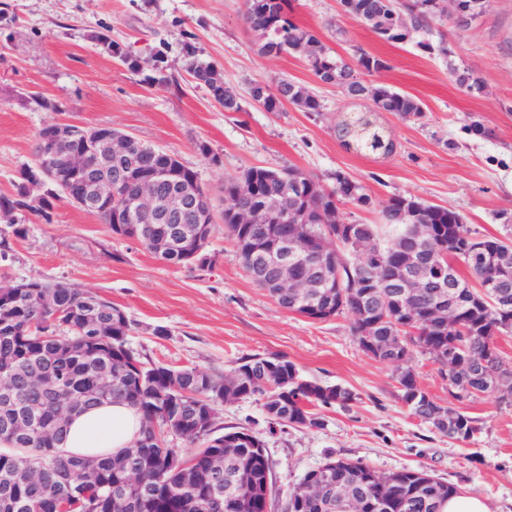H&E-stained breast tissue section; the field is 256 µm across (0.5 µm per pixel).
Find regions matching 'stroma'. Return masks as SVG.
<instances>
[{"instance_id":"1","label":"stroma","mask_w":512,"mask_h":512,"mask_svg":"<svg viewBox=\"0 0 512 512\" xmlns=\"http://www.w3.org/2000/svg\"><path fill=\"white\" fill-rule=\"evenodd\" d=\"M291 5L294 21L331 52L349 59L362 51L386 62V69L364 75L367 85L420 103L418 117L381 113L393 153L342 145L335 128L350 99L320 83L303 57L262 54L244 21L243 0H0V193L32 163L45 125H108L178 156L217 201L225 180L252 166L291 167L327 183L340 172L371 198L366 207H341L342 222L379 223L384 203L405 196L456 211L473 237L512 241V0H490L488 13L463 30L450 14L436 17L425 38L444 43V56L426 53L413 39H379L339 0ZM97 33L144 58L165 42L177 86L132 73L94 41ZM188 41L238 91L241 111H224L193 82L182 51ZM455 66L479 76L482 93L457 85ZM282 78L318 97L322 114L290 104L269 112L252 101V82ZM36 95L54 99L58 111L38 109ZM477 123L485 135L474 133ZM202 143L208 153L199 151ZM27 229L0 258V282L37 277L111 301L133 321L128 345L143 361L208 372L243 356L280 354L306 376L354 393L348 406L319 408L321 427L275 433L256 400L217 405L219 425L249 429L264 441L276 490L271 512H282L289 489L330 455L381 473L423 468L489 500L496 512H512V404L494 393L455 402L446 374L424 353L407 364L374 359L352 334L351 312L313 321L281 309L246 276L223 225L209 239L213 263L205 268L164 264L64 200L55 203L51 223L33 215ZM406 369L435 401L457 404L475 419L472 439L448 438L410 412L395 380Z\"/></svg>"}]
</instances>
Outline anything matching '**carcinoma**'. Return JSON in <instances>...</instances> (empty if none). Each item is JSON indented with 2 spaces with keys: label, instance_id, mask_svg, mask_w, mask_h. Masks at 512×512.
Here are the masks:
<instances>
[{
  "label": "carcinoma",
  "instance_id": "1",
  "mask_svg": "<svg viewBox=\"0 0 512 512\" xmlns=\"http://www.w3.org/2000/svg\"><path fill=\"white\" fill-rule=\"evenodd\" d=\"M271 0H244V19L262 44L273 43L278 53H290L299 43L319 42L317 35L300 27L288 11L271 13ZM344 12L361 17L373 13L378 17L372 31L388 42L405 41L412 34L428 28L433 18L443 13L437 0H412L400 6L398 0H345ZM190 59L188 72L196 83L206 88L224 86V98L215 102L226 112L242 110L236 89L224 83L216 66L196 58L197 48L188 42L183 47ZM306 63L322 83L335 86L349 98L368 97L374 107L346 112L336 125L338 137L348 146L370 153H392L394 143L389 130L379 122L378 114L418 115L421 107L410 96L383 87H369L361 75L386 68L384 60L365 52L352 64L330 52ZM456 83L469 93L482 91V83L468 71L453 69ZM260 94L253 101L269 112H278L288 102L304 112H323L320 99L288 79L275 84L255 81ZM143 163L175 173L184 180L198 179V173L164 150H151L143 144ZM27 169L23 168L8 194H0V223L8 224L11 235L25 237L27 228L20 210L27 202ZM292 172L284 167L271 169L254 166L241 175L230 177L224 189L246 180L253 185L252 198L243 202L263 203L281 196L285 183L282 177ZM303 178L300 193L308 208L304 223L313 238L327 237L317 221L320 206H366L368 194L355 181L336 173L331 186L316 177L298 172ZM403 211L414 224L440 226L438 236L425 245L426 251L439 254L449 249L448 238L455 239L462 260L478 284L491 278V271L482 262L481 242L469 237L462 217L442 206L423 203L412 198L395 196L382 207L383 223L367 228L378 240L383 252L380 264L389 267L400 260L395 250L398 237L407 231L404 224H393V213ZM89 214L110 225L116 236L138 238L157 259L170 266L195 263L207 255V235L192 242L190 234L197 225L191 212L182 219L187 234L167 249L158 250L155 239L169 237V224H152L148 239H143L140 224H114L108 214L91 210ZM224 234L232 241L241 266L254 285L263 283L253 276L261 260L254 253L253 238L244 227L233 222L230 209L223 214ZM332 263L349 286L350 273L368 262L360 253L338 246L331 251ZM459 295L462 313L459 327L434 323L427 313L428 304L419 312L421 323L413 325L414 335L403 329L405 316L392 300L376 308L374 318L382 321L380 330L387 335H404V347L397 352L374 353L380 361H408L414 352L433 356L447 368L450 383L472 388L475 393L487 391L486 381L493 377H512V362L504 360L496 349V332L500 324L512 326V293L503 301L490 291L487 297L472 298L468 280ZM353 303L340 307L321 303L318 308L296 305L291 312L312 320H326L341 313ZM132 322L125 311L111 302L73 284L49 283L30 278L21 288L10 282L0 283V393L7 392L15 400L34 403L41 393L39 384L30 379L34 369H44L59 377L57 397L64 403L83 395L85 408L106 402H125L142 415L139 438L116 455L91 459L96 481L90 494L73 512H266L273 496L271 463L262 439L244 428L219 432L199 426L206 416H215V405L226 401L255 399L261 402L268 423L272 426L316 428L322 425L314 413L317 407L345 405L353 399L352 392L341 385H326L302 375L284 355H248L239 358L229 371L201 372L193 367L173 368L160 363H146L128 346ZM457 347L462 367H448V347ZM401 400L414 415L430 423L438 432L456 439L473 437L477 426L467 414L454 411L455 432L437 420L433 413L445 409L419 386L415 373L404 370L396 374ZM49 420L42 415L28 416L18 407L8 406L0 399V512H58L61 502L70 500V490L80 479L79 463L84 457L65 455L58 450L66 429L45 431ZM179 436L194 445L195 451L185 456L179 448H168L163 433ZM342 478L360 498L359 512H440L441 504L456 488L438 480L426 470L407 469L382 474L366 464L348 458L328 457L309 470L288 492L284 512H329L311 500L305 484L319 477Z\"/></svg>",
  "mask_w": 512,
  "mask_h": 512
}]
</instances>
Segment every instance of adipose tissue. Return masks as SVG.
<instances>
[{
    "label": "adipose tissue",
    "mask_w": 512,
    "mask_h": 512,
    "mask_svg": "<svg viewBox=\"0 0 512 512\" xmlns=\"http://www.w3.org/2000/svg\"><path fill=\"white\" fill-rule=\"evenodd\" d=\"M141 430L139 413L124 403H110L72 417L63 449L69 454H114L129 446Z\"/></svg>",
    "instance_id": "ef3b65f1"
}]
</instances>
